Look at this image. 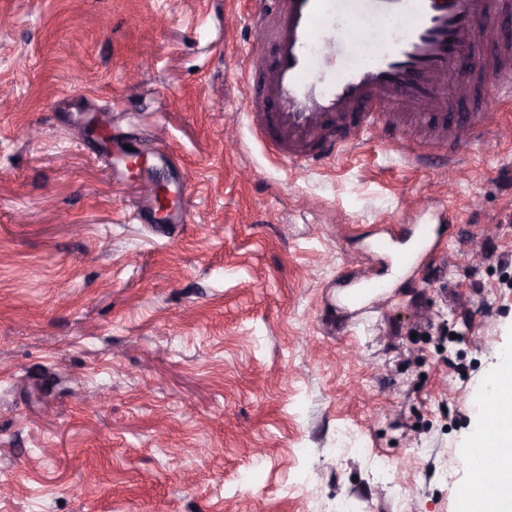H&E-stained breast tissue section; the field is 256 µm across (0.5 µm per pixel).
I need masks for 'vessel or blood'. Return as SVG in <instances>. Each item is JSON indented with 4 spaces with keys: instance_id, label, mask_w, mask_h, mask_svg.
<instances>
[{
    "instance_id": "vessel-or-blood-1",
    "label": "vessel or blood",
    "mask_w": 512,
    "mask_h": 512,
    "mask_svg": "<svg viewBox=\"0 0 512 512\" xmlns=\"http://www.w3.org/2000/svg\"><path fill=\"white\" fill-rule=\"evenodd\" d=\"M512 14V0H252L250 16L274 54L239 55L248 92L244 117L253 136L281 161L308 171L378 141L420 161L417 145L447 149L449 161L485 144L488 112L448 120L464 99H483L490 82L512 99V43L490 19ZM466 76L463 87L450 77ZM438 228L418 227L415 249L389 238L378 250L401 267L431 251Z\"/></svg>"
}]
</instances>
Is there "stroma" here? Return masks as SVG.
<instances>
[{
    "label": "stroma",
    "mask_w": 512,
    "mask_h": 512,
    "mask_svg": "<svg viewBox=\"0 0 512 512\" xmlns=\"http://www.w3.org/2000/svg\"><path fill=\"white\" fill-rule=\"evenodd\" d=\"M246 11L0 0V512H458L512 348V105L489 86L496 142L453 168L295 170L236 124ZM159 179L190 223H153ZM408 199L459 220L394 278L371 243Z\"/></svg>",
    "instance_id": "stroma-1"
}]
</instances>
